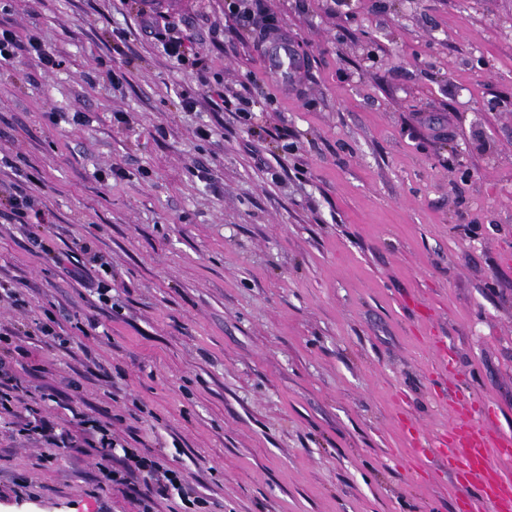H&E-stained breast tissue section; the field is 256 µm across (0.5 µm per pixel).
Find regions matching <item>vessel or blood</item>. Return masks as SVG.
<instances>
[{
    "label": "vessel or blood",
    "mask_w": 512,
    "mask_h": 512,
    "mask_svg": "<svg viewBox=\"0 0 512 512\" xmlns=\"http://www.w3.org/2000/svg\"><path fill=\"white\" fill-rule=\"evenodd\" d=\"M264 68L279 83L296 87L300 70L293 43L273 40ZM489 413V408L462 401L455 403L440 434L407 429L411 451L448 470L465 512H512V434L494 429Z\"/></svg>",
    "instance_id": "obj_1"
}]
</instances>
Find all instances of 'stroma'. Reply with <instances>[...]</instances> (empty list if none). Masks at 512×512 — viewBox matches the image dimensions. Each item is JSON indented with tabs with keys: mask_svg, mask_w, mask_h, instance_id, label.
<instances>
[{
	"mask_svg": "<svg viewBox=\"0 0 512 512\" xmlns=\"http://www.w3.org/2000/svg\"><path fill=\"white\" fill-rule=\"evenodd\" d=\"M262 4L306 62L296 91L248 82L265 37L224 0L169 9L251 97L245 122L122 0H0V23L64 60L0 66V152L17 165L0 180L30 176L56 216L51 251L93 241L114 273L107 305L27 225L0 223V279L26 302L0 305V326L26 332L21 400L0 410V512H137L99 449L20 433L30 412L137 438L208 512H460L404 424L441 430L456 392L512 431V0ZM113 70L128 74L117 89ZM47 314L65 345L34 334ZM39 385L47 398L30 397Z\"/></svg>",
	"mask_w": 512,
	"mask_h": 512,
	"instance_id": "obj_1",
	"label": "stroma"
}]
</instances>
